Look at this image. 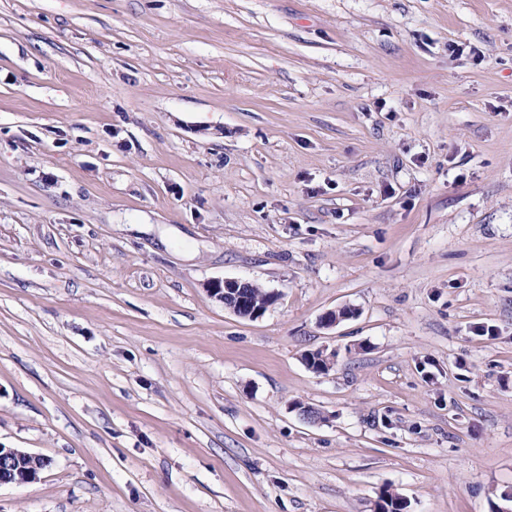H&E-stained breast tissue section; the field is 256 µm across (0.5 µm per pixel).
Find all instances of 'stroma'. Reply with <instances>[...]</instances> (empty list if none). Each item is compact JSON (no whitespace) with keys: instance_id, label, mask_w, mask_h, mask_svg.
Masks as SVG:
<instances>
[{"instance_id":"1","label":"stroma","mask_w":512,"mask_h":512,"mask_svg":"<svg viewBox=\"0 0 512 512\" xmlns=\"http://www.w3.org/2000/svg\"><path fill=\"white\" fill-rule=\"evenodd\" d=\"M0 447V512H512V0H0ZM247 284L248 281L245 280L224 278V280L208 282L206 288L211 297L222 301L224 307L230 309L239 317L248 319L258 318L267 308L276 302L277 296L273 293H269V303L264 308L253 307L248 297L243 292V288H245ZM245 290L250 294V300L253 301L255 305L265 303L268 297L267 290L252 282H249L248 288H245ZM230 296L235 298L232 303H228L226 299ZM20 457L21 454L15 448H0V485L26 484L38 479L39 473L46 465L44 458L36 454L25 453L24 457L28 461L27 468L20 473L13 468L15 460Z\"/></svg>"}]
</instances>
